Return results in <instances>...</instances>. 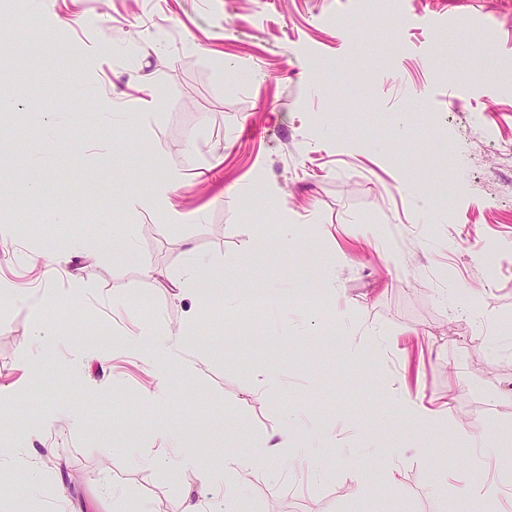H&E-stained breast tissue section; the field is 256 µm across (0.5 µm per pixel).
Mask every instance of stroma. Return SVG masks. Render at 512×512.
Returning a JSON list of instances; mask_svg holds the SVG:
<instances>
[{"mask_svg":"<svg viewBox=\"0 0 512 512\" xmlns=\"http://www.w3.org/2000/svg\"><path fill=\"white\" fill-rule=\"evenodd\" d=\"M397 6L391 20L359 0H0V52L26 64L0 68V86H31L0 116V225L16 227L0 282L53 297L38 323L0 308V446L47 476L34 490L0 476V512H182L187 483L153 461L173 427L208 468L264 460L268 481L240 490L248 512H500L481 487L512 479V456L492 452L512 437V168L487 166L512 142V0ZM461 29L494 46L482 78L467 53L432 51ZM172 172L167 204H145ZM280 212L299 227L286 248ZM102 235L132 253L53 270L41 252ZM192 257L226 301L165 287ZM324 268L344 322L310 291ZM188 320L194 370L165 385L119 345ZM242 326L262 347L219 345ZM85 335L111 342L77 345ZM401 385L452 399L447 421L407 418ZM289 410L288 456L263 458Z\"/></svg>","mask_w":512,"mask_h":512,"instance_id":"stroma-1","label":"stroma"}]
</instances>
